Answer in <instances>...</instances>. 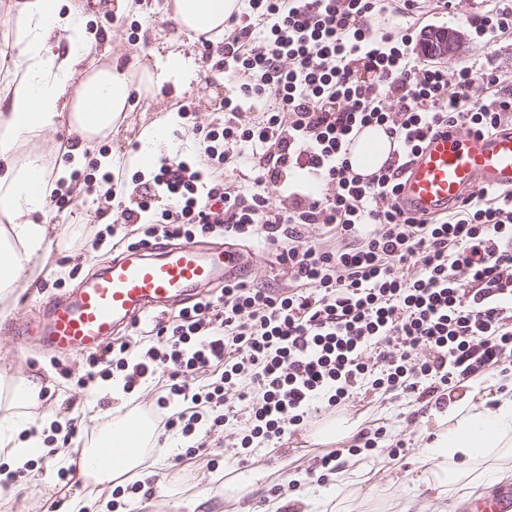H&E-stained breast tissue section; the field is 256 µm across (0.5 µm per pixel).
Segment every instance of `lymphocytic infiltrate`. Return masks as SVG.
Segmentation results:
<instances>
[{"instance_id":"f902f5d3","label":"lymphocytic infiltrate","mask_w":512,"mask_h":512,"mask_svg":"<svg viewBox=\"0 0 512 512\" xmlns=\"http://www.w3.org/2000/svg\"><path fill=\"white\" fill-rule=\"evenodd\" d=\"M225 26L224 73L233 83L221 121L202 128L204 170L162 166L124 221L167 199L143 245L215 235L262 237L294 283L288 294L234 279L154 326L86 358L84 386L121 376L125 390L167 375L158 426L185 437L224 427L239 391L251 425L242 456L307 421L312 403L346 404L358 389L447 405V391L512 370V192L478 190L442 216H409L401 178L429 135L512 126V87L496 69L453 70L420 59L410 31L373 32L391 0H247ZM256 110L242 121L244 107ZM394 143L362 183L348 159L364 127ZM247 159L250 185L225 173ZM298 173L296 181L287 176ZM280 185L283 205L261 187ZM346 240L328 250L304 229ZM421 351L411 360L412 351ZM211 372L197 388L188 375Z\"/></svg>"}]
</instances>
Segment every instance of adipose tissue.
<instances>
[{
	"instance_id": "obj_1",
	"label": "adipose tissue",
	"mask_w": 512,
	"mask_h": 512,
	"mask_svg": "<svg viewBox=\"0 0 512 512\" xmlns=\"http://www.w3.org/2000/svg\"><path fill=\"white\" fill-rule=\"evenodd\" d=\"M237 0H172L177 35L191 38L205 32L223 35L224 20ZM7 13L21 30V49L12 59L13 77L0 93V317L32 288L43 272L44 259L57 234L55 225L35 223L57 189L86 198L104 194L103 180L77 182L74 171L86 167L88 153L114 130L129 111L131 77L109 63V42L87 32L88 18L76 0H12ZM195 65L183 51H168L158 70L144 68L141 76L155 86L181 88L193 77ZM67 124L69 161L51 164L35 141ZM138 139L141 148L129 159L132 168L149 171L156 155L169 152L168 128L149 124ZM0 384L12 389L9 410L0 415V480L36 457L46 454L44 431L49 421L33 422L23 408L38 403L42 386L37 377L17 378L0 370ZM493 406L464 396L460 403L435 413L432 439L422 450L420 482L433 504L432 512H457L459 500L448 483L465 479L477 488L493 478L512 474L501 463L500 451L512 446V380L493 393ZM127 419L112 424L117 442L111 464L101 466L96 454L87 457V476L104 485L142 468L155 428L143 422L133 448L121 446Z\"/></svg>"
}]
</instances>
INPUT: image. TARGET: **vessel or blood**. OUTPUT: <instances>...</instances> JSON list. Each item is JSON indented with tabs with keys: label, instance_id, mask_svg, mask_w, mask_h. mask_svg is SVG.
Returning <instances> with one entry per match:
<instances>
[{
	"label": "vessel or blood",
	"instance_id": "1",
	"mask_svg": "<svg viewBox=\"0 0 512 512\" xmlns=\"http://www.w3.org/2000/svg\"><path fill=\"white\" fill-rule=\"evenodd\" d=\"M512 190V129L475 135L457 128L428 137L408 165L397 204L409 215L453 210L477 189ZM240 251L195 241L137 247L98 261L68 297L50 300L36 328L51 351L79 355L147 313L185 304L196 288L236 276ZM469 512H512V487L472 502Z\"/></svg>",
	"mask_w": 512,
	"mask_h": 512
}]
</instances>
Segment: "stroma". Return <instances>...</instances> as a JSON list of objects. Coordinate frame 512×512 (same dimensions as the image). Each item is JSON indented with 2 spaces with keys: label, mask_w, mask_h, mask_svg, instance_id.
<instances>
[{
  "label": "stroma",
  "mask_w": 512,
  "mask_h": 512,
  "mask_svg": "<svg viewBox=\"0 0 512 512\" xmlns=\"http://www.w3.org/2000/svg\"><path fill=\"white\" fill-rule=\"evenodd\" d=\"M89 17L88 31L103 37L110 36L112 57L121 67L136 69L138 59L148 58L154 45L141 41L135 33L131 18L116 17L107 7L108 0H81ZM496 0H452L448 9L436 8L427 0L424 13L414 15L415 27H442L457 34L458 52L444 59L448 68L493 61L500 72L512 76V31L498 36L489 46H479L468 18L485 14ZM195 62L199 69L182 93H175L172 83L162 87L138 85L135 107L125 114L117 133L105 139L101 152L110 154L113 162L138 151L136 139L141 125L164 122L167 111L188 105L192 121L208 126L222 118L224 97L232 87L222 68L211 66L210 51L194 43ZM119 216L117 207L104 198L73 201L64 206L49 205L46 217L58 223V235L46 260L45 270L36 287L19 297L12 319L0 321V368L5 367L17 376L37 375L45 394L32 407L34 417L51 416L60 432L76 426L77 434L70 446L36 460L33 468L15 483L12 493L0 496V512H46L52 501H66L73 495H97L105 512H234V501L220 496L208 500L199 495V479L214 474L230 480L236 474V454L242 432L250 424L247 409L241 408L235 391H228L226 402L238 409L235 420L205 436L209 460L181 464L177 450L187 447L189 439L180 438L178 448H151L147 451V467L139 474L141 487L131 491L129 483L100 492L84 485L82 480L62 475V468L71 463L74 452L88 447L94 436L109 427L115 416L116 400L111 393L98 387L87 390L79 386L88 367L84 357L67 356L42 350L35 342L23 339V325L38 321L48 300L73 291L93 271L97 261L111 256L112 239H105L98 250L89 244L99 230ZM246 278L285 292L294 283L275 265L274 257L263 243L248 244ZM66 368L69 377L61 379L59 368ZM342 414L357 419L360 427L375 424L385 427V434L376 448L357 457L359 471L351 492L339 490L334 474H323L318 458L326 451L325 444L313 442L310 427H303L284 438L281 447L272 449L259 445L252 452L248 468L265 472L264 481L246 501L252 512H265L270 500L280 502L305 501L308 512H325L327 502L348 507L350 495H357L361 504L356 512H386L391 504L407 507L408 512H422L424 500L417 483L422 473L421 448L427 441L424 420L430 408L417 404L407 396L388 397L357 392ZM404 442L400 456H393L397 442Z\"/></svg>",
  "instance_id": "1"
}]
</instances>
